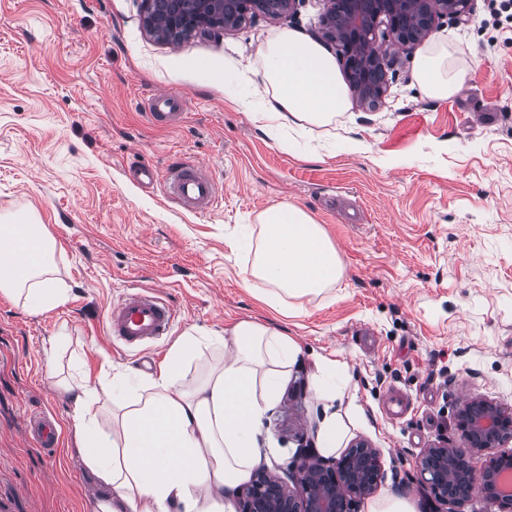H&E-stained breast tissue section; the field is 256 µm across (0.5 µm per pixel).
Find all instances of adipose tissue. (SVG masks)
<instances>
[{
	"label": "adipose tissue",
	"instance_id": "1",
	"mask_svg": "<svg viewBox=\"0 0 512 512\" xmlns=\"http://www.w3.org/2000/svg\"><path fill=\"white\" fill-rule=\"evenodd\" d=\"M261 84L241 93L246 76L224 80V96L261 125L277 132L286 118L330 124L350 106L335 59L308 37L284 30L259 52L253 67ZM427 96L457 94L464 69L448 62L438 45L414 67ZM248 84V83H247ZM258 227L244 225L235 246L253 252L243 285L281 313L292 303L332 288L344 264L325 231L307 212L286 203L268 207ZM55 242L33 218L0 224V296L22 301L38 314L66 303L68 290L54 275ZM223 346L221 368L191 377L190 356L203 339L186 332L170 348L158 373L100 375L96 383H61L72 408L78 454L104 496L94 512H234L232 491L258 463L257 436L265 413L301 347L280 330L253 321L237 323ZM104 400L122 415L103 427L93 406Z\"/></svg>",
	"mask_w": 512,
	"mask_h": 512
}]
</instances>
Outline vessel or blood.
Returning a JSON list of instances; mask_svg holds the SVG:
<instances>
[{
  "mask_svg": "<svg viewBox=\"0 0 512 512\" xmlns=\"http://www.w3.org/2000/svg\"><path fill=\"white\" fill-rule=\"evenodd\" d=\"M184 101L175 93L153 94L148 103V116L157 125L165 126L182 118ZM133 181L147 188H162L165 198L188 212H204L219 201V187L210 167L195 161L183 160L158 171L156 167L138 164L131 166ZM176 313L169 301L157 291L134 290L112 304L107 315V336L112 342L132 350L149 341L170 336ZM29 437L39 447H57L56 430L50 419L33 420Z\"/></svg>",
  "mask_w": 512,
  "mask_h": 512,
  "instance_id": "b4317fda",
  "label": "vessel or blood"
}]
</instances>
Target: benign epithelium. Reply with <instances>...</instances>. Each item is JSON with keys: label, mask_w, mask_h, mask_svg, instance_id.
<instances>
[{"label": "benign epithelium", "mask_w": 512, "mask_h": 512, "mask_svg": "<svg viewBox=\"0 0 512 512\" xmlns=\"http://www.w3.org/2000/svg\"><path fill=\"white\" fill-rule=\"evenodd\" d=\"M305 0H145L144 22L157 39L178 43L197 31L220 34L261 15H294ZM322 39L337 46L345 73L359 74L354 98L374 106L384 95L389 59L379 43L410 46L420 42L443 19L466 20L474 0H322ZM462 447L439 441L417 457L416 469L430 490L437 512H453L474 495L512 512V492L502 484L512 480V408L484 396L465 400L455 417ZM484 456L480 482H475L470 454ZM384 478L378 449L365 441L347 448L339 458L324 460L300 451L293 460L289 488L275 472L255 471L237 489L238 512H355Z\"/></svg>", "instance_id": "7a95c632"}]
</instances>
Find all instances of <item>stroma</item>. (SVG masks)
Returning a JSON list of instances; mask_svg holds the SVG:
<instances>
[{"label": "stroma", "mask_w": 512, "mask_h": 512, "mask_svg": "<svg viewBox=\"0 0 512 512\" xmlns=\"http://www.w3.org/2000/svg\"><path fill=\"white\" fill-rule=\"evenodd\" d=\"M321 0L298 15L257 18L171 45L145 30L143 0H0V220L28 215L56 240L65 305L32 315L0 296V512H93L99 487L76 451L66 397L50 371L80 363L157 370L169 343L141 353L113 345L107 311L129 289L174 306V336L248 320L292 336L302 354L267 412L262 465L286 473L317 443L325 403L314 358L346 363L351 381L341 448H379L385 479L423 507L415 461L438 439L459 442L460 398L512 406V15L476 0L421 44L392 52L382 103L351 106L285 151L224 99L225 70L248 71L279 32L316 38ZM445 44L464 89L429 98L413 75L420 52ZM181 94L185 116L158 126L146 103ZM208 165L222 185L207 213L179 210L128 176L130 161ZM286 201L336 246L334 288L283 316L243 286L251 258L227 239ZM64 336L55 364L44 348ZM47 415L57 448L26 439Z\"/></svg>", "instance_id": "obj_1"}]
</instances>
